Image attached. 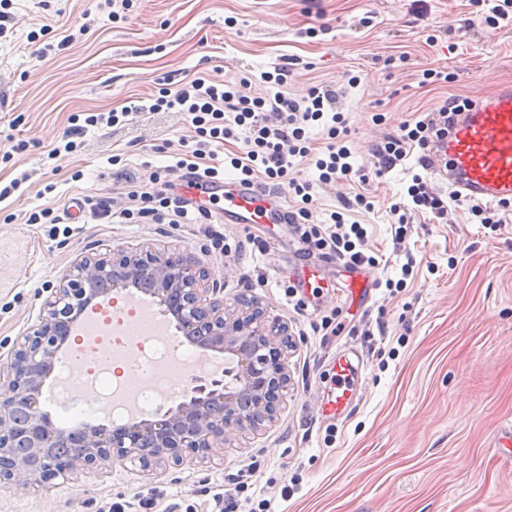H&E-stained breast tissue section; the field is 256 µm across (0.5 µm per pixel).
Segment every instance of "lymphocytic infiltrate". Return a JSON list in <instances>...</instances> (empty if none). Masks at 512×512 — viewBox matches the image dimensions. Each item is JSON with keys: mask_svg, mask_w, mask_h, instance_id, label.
<instances>
[{"mask_svg": "<svg viewBox=\"0 0 512 512\" xmlns=\"http://www.w3.org/2000/svg\"><path fill=\"white\" fill-rule=\"evenodd\" d=\"M292 73L293 65L289 62L262 73L266 91L261 95L253 93L251 77L241 74L231 80L196 77L173 89L162 87L145 104L88 113L83 123L70 127L64 146L50 149L48 156L56 159L61 153L73 152L78 147V138L84 137L89 129L112 127L143 111L183 113L194 128L193 146L178 152L175 163L152 167L149 181L153 191L129 190V207L116 212L111 198L85 199L83 205L92 219L109 220L116 216L129 224L165 219L173 224L207 223L210 211L201 207L190 210L188 200L177 192L173 177L186 170L200 179L215 181L229 167L238 172L243 182L260 174L273 188H286L289 196L297 200L288 212V221L303 228L304 239L316 249L336 253L350 268L375 266L376 258L366 252L367 232L354 218L357 210L371 209L368 196L357 193L342 198L340 210L332 212L328 220L319 224L312 221L316 189L348 180L354 172L353 152L347 144V120L337 107L340 89L335 83L320 82L310 86L306 96L296 99L287 94ZM460 102L457 96L442 100L422 119L404 122L398 132L378 137L369 149L366 165L378 176L402 165L410 155L418 157L420 171L413 174L407 188L409 204L396 203L390 207L397 244L405 243L408 226L417 217L429 216L436 224L453 221L454 212L442 191L423 172L432 165L425 153L430 137L447 128ZM313 127L320 128L326 142L324 149L313 147L307 135ZM231 140L242 142L243 147L230 156L228 166L224 167L218 153ZM300 159L316 172V179L294 176Z\"/></svg>", "mask_w": 512, "mask_h": 512, "instance_id": "lymphocytic-infiltrate-1", "label": "lymphocytic infiltrate"}]
</instances>
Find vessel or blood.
<instances>
[{"instance_id": "b4317fda", "label": "vessel or blood", "mask_w": 512, "mask_h": 512, "mask_svg": "<svg viewBox=\"0 0 512 512\" xmlns=\"http://www.w3.org/2000/svg\"><path fill=\"white\" fill-rule=\"evenodd\" d=\"M434 171L443 183L465 199L491 203L512 200V83L498 84L489 94L473 95L457 112L447 131L430 144ZM188 198L213 195L224 199V221L228 224L284 223L286 210L281 196L263 192L258 184L227 178L215 183L184 185ZM289 278L301 292L323 287L321 269L291 271ZM335 388L321 408L328 418L342 414L351 404L353 389L348 361L331 364Z\"/></svg>"}]
</instances>
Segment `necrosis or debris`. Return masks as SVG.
<instances>
[{
    "label": "necrosis or debris",
    "mask_w": 512,
    "mask_h": 512,
    "mask_svg": "<svg viewBox=\"0 0 512 512\" xmlns=\"http://www.w3.org/2000/svg\"><path fill=\"white\" fill-rule=\"evenodd\" d=\"M92 319V335L83 337L75 348L82 367L67 369V382L58 392L60 403L92 414L103 398L109 401L112 414L121 415L129 395L142 411L156 407L158 400L179 396L180 385L170 380L167 370L176 361L197 366L191 348L163 335H132L138 323L132 304L106 315L93 313Z\"/></svg>",
    "instance_id": "necrosis-or-debris-1"
}]
</instances>
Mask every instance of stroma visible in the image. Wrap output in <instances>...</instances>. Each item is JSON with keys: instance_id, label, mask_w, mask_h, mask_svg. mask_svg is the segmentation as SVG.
<instances>
[{"instance_id": "stroma-1", "label": "stroma", "mask_w": 512, "mask_h": 512, "mask_svg": "<svg viewBox=\"0 0 512 512\" xmlns=\"http://www.w3.org/2000/svg\"><path fill=\"white\" fill-rule=\"evenodd\" d=\"M19 22L0 41V142L29 140L24 153L0 160V183L22 171L30 180L0 202V363L42 314L48 289L79 256L99 244L150 245L198 258L224 284V314L255 300L267 323L286 326L296 343L290 382L273 423L232 442L223 459L185 458L145 471L116 462L78 470L42 488L18 477L0 483V512H512V222L490 229L457 209L451 224L415 219L407 243L416 265L400 268L388 208L401 201L416 158L382 177L352 181L374 209L358 214L379 264L372 280L405 278L392 297L347 296L342 262L309 251L286 224H228L223 201L210 203L208 224H29L26 213L64 214L86 196L124 203L131 185L147 182L149 165L167 164L161 145L189 136L178 112H145L131 126L93 128L76 152L52 161L71 114L122 107L151 96L160 78H230L246 71L264 92L262 72L287 58L301 66L293 97L319 81L359 74L340 108L356 159L375 136L474 86L512 82V22L489 28L469 0H133L128 21L112 22L98 0H14ZM91 30L66 54L38 60L27 35L81 25ZM439 30L436 46L426 29ZM407 53L405 69L382 57ZM448 72V82L421 85V72ZM383 114L373 125L372 114ZM120 156L112 164V156ZM223 235L234 253H224ZM267 241L258 252L255 240ZM322 268L335 295L296 312L284 293L291 267ZM266 280L257 282L255 268ZM340 325L330 333V325ZM353 366L355 398L343 415L323 417L331 362Z\"/></svg>"}]
</instances>
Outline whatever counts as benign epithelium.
Instances as JSON below:
<instances>
[{
    "label": "benign epithelium",
    "mask_w": 512,
    "mask_h": 512,
    "mask_svg": "<svg viewBox=\"0 0 512 512\" xmlns=\"http://www.w3.org/2000/svg\"><path fill=\"white\" fill-rule=\"evenodd\" d=\"M145 290L167 307L191 343L225 352L236 362L234 381L215 380L160 420H130L113 429L84 424L69 433L40 408L42 390L77 319L114 290ZM224 285L189 255L151 249H112L76 259L50 288L41 320L17 341L0 368V480L30 476L47 487L78 467L114 461L147 470L179 465L188 453L209 460L236 436L274 421L287 390L286 354L295 343L280 325L265 326L263 311L224 317Z\"/></svg>",
    "instance_id": "7a95c632"
}]
</instances>
